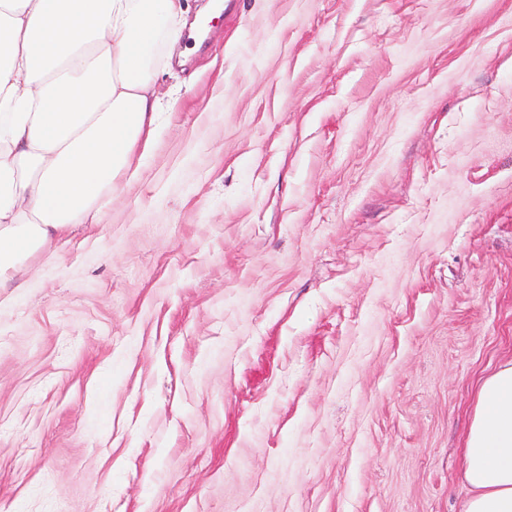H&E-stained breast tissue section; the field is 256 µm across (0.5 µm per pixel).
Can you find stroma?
<instances>
[{"label":"stroma","instance_id":"1","mask_svg":"<svg viewBox=\"0 0 512 512\" xmlns=\"http://www.w3.org/2000/svg\"><path fill=\"white\" fill-rule=\"evenodd\" d=\"M220 2L137 173L0 280V512H460L512 0Z\"/></svg>","mask_w":512,"mask_h":512}]
</instances>
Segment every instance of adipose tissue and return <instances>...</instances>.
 Wrapping results in <instances>:
<instances>
[{
  "mask_svg": "<svg viewBox=\"0 0 512 512\" xmlns=\"http://www.w3.org/2000/svg\"><path fill=\"white\" fill-rule=\"evenodd\" d=\"M178 0H0V278L63 234L151 138V57ZM461 512H512V364L480 387Z\"/></svg>",
  "mask_w": 512,
  "mask_h": 512,
  "instance_id": "ef3b65f1",
  "label": "adipose tissue"
}]
</instances>
